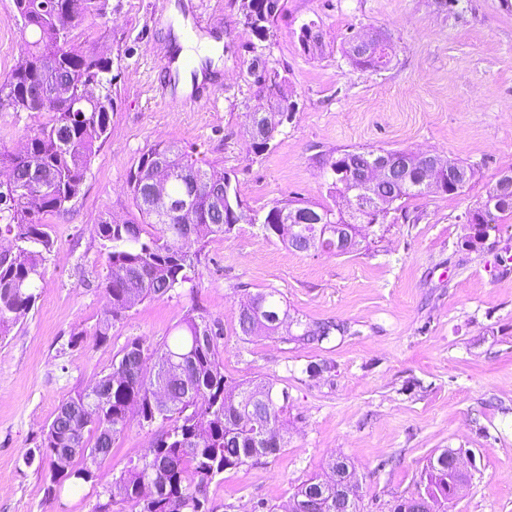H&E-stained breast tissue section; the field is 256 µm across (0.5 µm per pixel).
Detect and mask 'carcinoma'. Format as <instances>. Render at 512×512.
Wrapping results in <instances>:
<instances>
[{
	"label": "carcinoma",
	"instance_id": "cac0c4a2",
	"mask_svg": "<svg viewBox=\"0 0 512 512\" xmlns=\"http://www.w3.org/2000/svg\"><path fill=\"white\" fill-rule=\"evenodd\" d=\"M24 36L25 51L9 77L0 82V107L42 118L26 136L24 150L0 152V237L12 245L8 259L0 257V335L32 310L39 298L47 255L54 241L42 216L59 214L81 192L84 175L108 136L112 99V60L84 51L80 40L88 20L107 15L110 0H14ZM248 29L265 39L279 11V0H240ZM301 44L321 48L320 34L311 22L301 28ZM390 46L353 60L363 68L380 69L390 62ZM257 90L253 124L259 136L253 146L269 149L283 125L282 115L293 110L275 69L254 59ZM100 88L94 95L91 85ZM66 104L62 111L53 101ZM374 150L344 151L341 168L331 164L330 189L347 195L356 184L361 165ZM406 162L392 180L376 184L377 208L352 213L360 224H383L398 202L427 194L417 183V155L401 150ZM171 198L190 197L194 208L190 236L167 216L156 198V185ZM127 188L141 220L103 219L96 234L107 258L102 282L111 305L110 317L96 328L98 342L109 339L112 323L134 305L160 298L191 281L205 243L232 232L243 200L230 176L211 164L202 165L175 144L161 143L130 168ZM308 210L329 224L345 222L334 208L300 198L278 201L251 223L263 235L276 238L295 252L305 253L306 239L323 233L321 224H296L292 215ZM512 216V196L491 186L486 198L469 211L466 224L481 225V234L498 231ZM256 310L239 311L244 336L280 334L286 340L309 344L349 331L345 323H308L283 308L280 293L271 289L251 297ZM297 331H292V328ZM179 334L154 352L148 363L143 345L134 339L120 351L112 369L89 388L76 392L58 408L44 431L42 453L50 459L46 494L56 498L65 487L97 484L108 476L102 462L130 421L151 426L167 424L138 463L112 478L120 501L130 512H211L208 485L227 470L254 465L261 457H276L286 445L281 421L288 393L274 383H237L224 375L217 343L221 329L199 309H189L177 325ZM336 464L327 479L312 476L297 488L293 501L300 512H335ZM425 490L436 512H448L439 502L450 476L448 457L429 459Z\"/></svg>",
	"mask_w": 512,
	"mask_h": 512
}]
</instances>
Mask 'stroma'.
I'll return each mask as SVG.
<instances>
[{"instance_id":"stroma-1","label":"stroma","mask_w":512,"mask_h":512,"mask_svg":"<svg viewBox=\"0 0 512 512\" xmlns=\"http://www.w3.org/2000/svg\"><path fill=\"white\" fill-rule=\"evenodd\" d=\"M111 5L84 36L113 60L109 138L70 210L44 215L54 250L41 295L0 339V512H97L111 502L106 483L47 499L48 458L28 464L24 455L40 446L61 402L108 373L128 341L159 348L193 307L222 330L225 376L271 380L288 393L285 451L213 480L212 512H288L296 488L340 456L355 467L363 512H391L446 448L470 475L448 512H512V216L507 231L474 248L464 223L512 169V0H280L264 41L234 0ZM311 21L318 51L299 41ZM375 30L390 39V64L355 66L348 37ZM189 34L213 43L211 98L196 105L163 96L165 58ZM22 46L14 0H0V80ZM257 57L279 70L295 105L262 153L249 135ZM161 142L227 172L243 216L208 241L190 285L135 305L101 344L94 332L110 305L96 226L135 216L127 174ZM355 148L430 152L473 164L474 175L459 193L430 191L386 224L362 226L350 254L296 253L251 224L254 212L294 196L347 210L327 192L328 170ZM270 289L291 315L343 322L348 332L307 345L243 336L241 305ZM75 333L82 341L73 347ZM157 431L131 422L103 470L119 474Z\"/></svg>"}]
</instances>
